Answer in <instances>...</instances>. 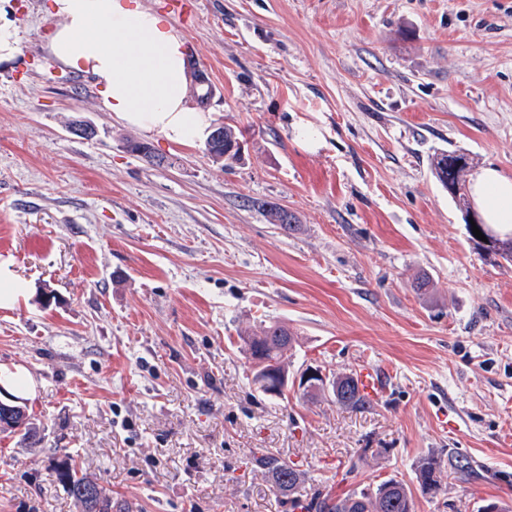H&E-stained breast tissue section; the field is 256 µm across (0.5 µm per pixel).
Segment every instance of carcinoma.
<instances>
[{"label":"carcinoma","instance_id":"carcinoma-1","mask_svg":"<svg viewBox=\"0 0 512 512\" xmlns=\"http://www.w3.org/2000/svg\"><path fill=\"white\" fill-rule=\"evenodd\" d=\"M436 178L446 189L454 190L458 204L466 205V178L469 159L454 151H442L433 159ZM243 352L248 360H253L257 352L282 365L281 358L295 344L294 333L283 322H272L260 332H246L241 336ZM330 387V393L340 405L349 408H363L367 404L360 382L354 374H338L327 378V383H319L303 394L313 397ZM255 469L272 475L277 489L290 494L289 508L299 503L296 491L303 482L302 473L280 458L262 454L254 458ZM443 473L442 465L436 458L423 460L417 467V480L424 492L439 488ZM58 478L64 482L71 498L79 503L83 512H112V495L106 488L70 467L56 470ZM307 512H414L413 494L409 487L395 479L383 480L376 485L356 484L334 496L330 492L317 489L310 494Z\"/></svg>","mask_w":512,"mask_h":512}]
</instances>
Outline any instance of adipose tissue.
Returning a JSON list of instances; mask_svg holds the SVG:
<instances>
[{
  "label": "adipose tissue",
  "mask_w": 512,
  "mask_h": 512,
  "mask_svg": "<svg viewBox=\"0 0 512 512\" xmlns=\"http://www.w3.org/2000/svg\"><path fill=\"white\" fill-rule=\"evenodd\" d=\"M55 24L48 53L64 67L91 73L104 108L123 125L186 146L212 122L192 100L184 39L141 0H49ZM484 223L512 229V176L488 167L470 181Z\"/></svg>",
  "instance_id": "obj_1"
}]
</instances>
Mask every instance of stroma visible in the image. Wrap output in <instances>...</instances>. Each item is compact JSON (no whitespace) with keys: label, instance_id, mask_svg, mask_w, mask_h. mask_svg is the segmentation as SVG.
Masks as SVG:
<instances>
[{"label":"stroma","instance_id":"obj_1","mask_svg":"<svg viewBox=\"0 0 512 512\" xmlns=\"http://www.w3.org/2000/svg\"><path fill=\"white\" fill-rule=\"evenodd\" d=\"M47 3L0 0L19 38L0 60V258L29 287L0 308V374L32 380L14 386L31 434H0V512H82L65 465L129 512H288L256 453L335 493L350 469L401 480L416 512L512 508V263L476 249L431 165L459 150L512 175V0H142L243 142L216 163L148 136L164 166L47 53ZM264 320L297 337L290 375L373 368L382 391L356 411L265 396L239 337ZM428 456L462 463L431 493Z\"/></svg>","mask_w":512,"mask_h":512}]
</instances>
